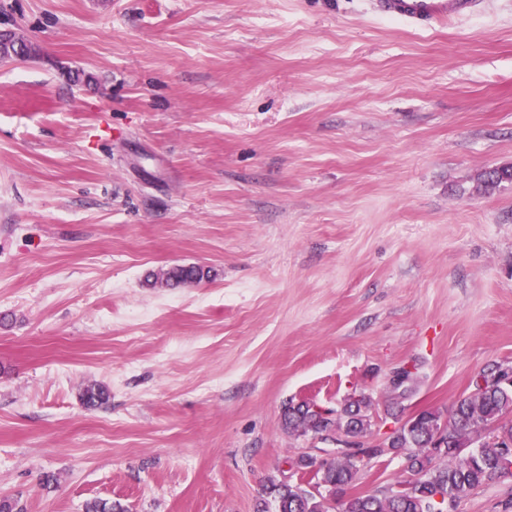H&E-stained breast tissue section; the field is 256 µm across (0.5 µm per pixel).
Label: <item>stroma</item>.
I'll return each instance as SVG.
<instances>
[{"instance_id":"stroma-1","label":"stroma","mask_w":512,"mask_h":512,"mask_svg":"<svg viewBox=\"0 0 512 512\" xmlns=\"http://www.w3.org/2000/svg\"><path fill=\"white\" fill-rule=\"evenodd\" d=\"M486 2L417 30L372 0H0L41 50L0 64V496L255 512L337 449L287 401L365 391L372 448L512 363V0ZM175 265L211 277L145 287Z\"/></svg>"}]
</instances>
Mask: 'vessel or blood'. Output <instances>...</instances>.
<instances>
[{
  "instance_id": "1",
  "label": "vessel or blood",
  "mask_w": 512,
  "mask_h": 512,
  "mask_svg": "<svg viewBox=\"0 0 512 512\" xmlns=\"http://www.w3.org/2000/svg\"><path fill=\"white\" fill-rule=\"evenodd\" d=\"M486 0H374L379 15L419 29L447 24L480 12Z\"/></svg>"
}]
</instances>
